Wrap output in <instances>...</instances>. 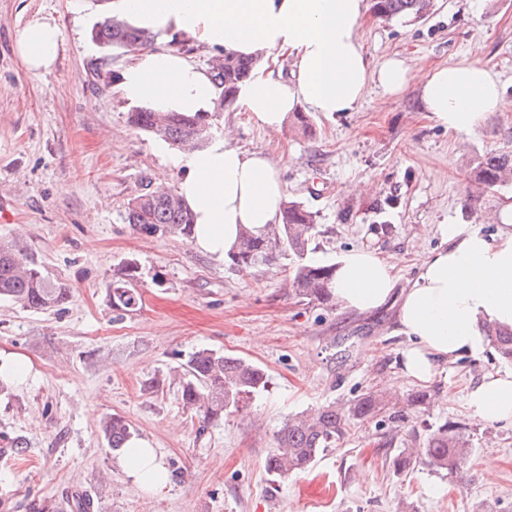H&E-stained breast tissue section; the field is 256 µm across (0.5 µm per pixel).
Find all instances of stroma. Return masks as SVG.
<instances>
[{
  "label": "stroma",
  "mask_w": 512,
  "mask_h": 512,
  "mask_svg": "<svg viewBox=\"0 0 512 512\" xmlns=\"http://www.w3.org/2000/svg\"><path fill=\"white\" fill-rule=\"evenodd\" d=\"M56 19L63 46L50 71L33 73L15 49L34 13ZM106 16L99 0H0V239L20 238L50 275L73 291L43 313L0 301V349L38 373L0 398V443L28 442L17 463L0 461V512L75 489L97 512H512V426H488L463 405L467 386L512 362L485 350L441 366L427 382L403 377L408 344L394 309L370 315L302 302L278 257L245 274L198 252L191 240L147 235L125 220L129 199L176 188L169 144L132 128L116 81L129 53L91 38ZM360 38L374 60L402 59L414 76L397 95L370 87L353 111L312 115L313 135L294 117L271 131L241 106L217 120L231 146L277 164L286 197L315 215L314 259L331 263L368 246L397 264L399 287L441 243L439 225L496 232L494 215L512 185L479 190L474 168L487 153L512 152V110L490 113L472 134L444 129L422 107L418 79L460 59L498 74L512 100V0H434L420 20L366 11ZM139 265L136 311L117 314L112 277ZM208 348L261 367L269 390L207 426L180 403L179 366ZM435 393L399 427L355 421L306 471L273 479L265 459L288 416L377 391L399 403ZM124 416L157 448L169 482L154 494L135 485L99 424ZM465 424L472 453L453 475L417 466L395 474L392 458L427 430Z\"/></svg>",
  "instance_id": "stroma-1"
}]
</instances>
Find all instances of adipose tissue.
I'll return each instance as SVG.
<instances>
[{
	"label": "adipose tissue",
	"mask_w": 512,
	"mask_h": 512,
	"mask_svg": "<svg viewBox=\"0 0 512 512\" xmlns=\"http://www.w3.org/2000/svg\"><path fill=\"white\" fill-rule=\"evenodd\" d=\"M107 11L129 26L182 38L205 53L230 51L258 64L239 92L245 112L260 126L280 129L289 113L352 111L370 85L403 91L413 76L404 61L376 63L366 55L359 27L365 0H107ZM63 38L55 19L33 14L20 28L17 53L27 70L51 69ZM295 60L290 77L276 73L278 54ZM128 102L156 112H213L208 68L163 47L137 52L121 73ZM425 112L445 129L472 133L488 113L512 107L497 74L475 61L431 68L419 84ZM177 192L194 217L193 245L223 260L241 229L262 233L277 223L285 188L278 167L260 151L246 152L218 136L203 149L176 154ZM499 230L485 234L440 225L442 245L431 252L407 288L394 265L360 247L336 262L333 292L340 309L368 313L397 299V327L410 345L402 353L404 377L430 380L439 365L476 358L485 326L512 328V203L501 207ZM468 411L488 425L512 426V371L484 374L465 396ZM123 466L138 487L162 491L168 473L149 441L132 438Z\"/></svg>",
	"instance_id": "adipose-tissue-1"
}]
</instances>
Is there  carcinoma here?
I'll use <instances>...</instances> for the list:
<instances>
[{
	"instance_id": "1",
	"label": "carcinoma",
	"mask_w": 512,
	"mask_h": 512,
	"mask_svg": "<svg viewBox=\"0 0 512 512\" xmlns=\"http://www.w3.org/2000/svg\"><path fill=\"white\" fill-rule=\"evenodd\" d=\"M431 0H374L373 10L385 19L411 16L422 19ZM94 41L104 50L136 51L154 45L156 35L127 27L115 18H107L95 30ZM255 61L224 53L209 63L216 91V110L211 114L179 112L158 113L135 107L127 113L128 123L135 129L164 140L171 146L194 151L203 147L216 128L215 120L237 101L240 85L251 75ZM475 180L488 189L512 184V154L491 152L476 166ZM128 223L149 235L176 234L185 239L192 235V218L176 193L165 188L146 191L131 198L126 207ZM315 229V216L300 202L282 203L281 218L261 236L247 230L240 232L236 249L228 256L231 265L241 273H249L266 265L276 256H293L288 274L296 296L307 303L328 305L334 301L331 291L333 265L308 257ZM138 277V265L127 262L112 281L110 301L117 311L130 312L140 302L132 287ZM10 301L35 312L54 310L72 299L71 288L48 278L42 260L20 240H0V300ZM487 341L504 360H512V330L486 326ZM183 407L195 412L204 424L224 420L242 404L268 388L263 369L241 358L202 349L188 355L181 366ZM388 402L380 394L366 392L348 403L324 405L311 413L288 417L276 438L274 450L267 456L268 473L279 479L303 471L317 456L341 440L353 421L373 418L387 409ZM107 445L118 450L132 437L131 425L125 417L113 414L100 423ZM470 438L465 428L446 422L430 431L420 448L401 450L393 460L394 472L402 474L417 465L435 471L453 473L471 455ZM95 500L87 490L74 491L63 499H34L29 512H94Z\"/></svg>"
}]
</instances>
